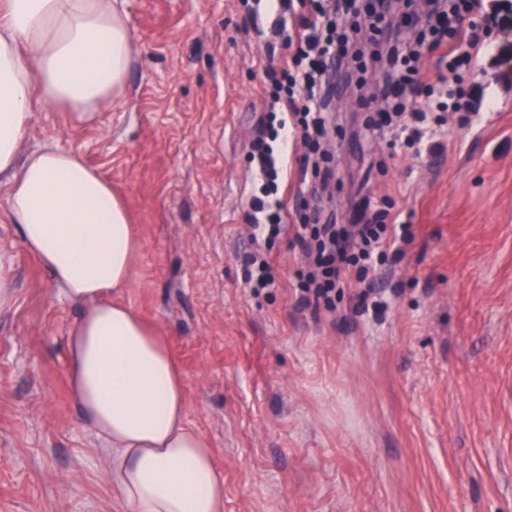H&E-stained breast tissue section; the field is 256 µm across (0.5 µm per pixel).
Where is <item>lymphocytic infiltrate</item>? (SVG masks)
Listing matches in <instances>:
<instances>
[{"instance_id":"f902f5d3","label":"lymphocytic infiltrate","mask_w":512,"mask_h":512,"mask_svg":"<svg viewBox=\"0 0 512 512\" xmlns=\"http://www.w3.org/2000/svg\"><path fill=\"white\" fill-rule=\"evenodd\" d=\"M293 1L299 6V27L285 42L290 64L283 67L279 82L288 96L289 116L264 113L250 144L257 174L271 186L284 173L285 155L270 145L275 138L285 143L297 137L306 147L300 163L312 173L307 186L312 197H320L333 179L331 168L312 159L309 150L335 122L330 111L334 79H350L353 63L361 59L349 44V32L368 31L383 50L386 95L365 134L386 140L393 150L427 148L441 135L444 115L460 114L469 121L492 108L495 96L480 80L482 61L490 54L498 64L512 63L511 56L493 52L469 22L476 14L496 17L493 0H424L415 33L392 22L395 0H375L366 11L358 0H280V5ZM425 56L432 59V75L426 80L419 68ZM412 236L411 225L401 222L387 195L369 205L364 223L317 225L312 244L305 247L312 263L301 286L314 302H330L333 291L347 287L349 268L369 273L397 242Z\"/></svg>"}]
</instances>
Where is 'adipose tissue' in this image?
I'll return each instance as SVG.
<instances>
[{"instance_id":"adipose-tissue-1","label":"adipose tissue","mask_w":512,"mask_h":512,"mask_svg":"<svg viewBox=\"0 0 512 512\" xmlns=\"http://www.w3.org/2000/svg\"><path fill=\"white\" fill-rule=\"evenodd\" d=\"M121 3L0 0V196L54 287L81 307L67 336L71 394L105 445L124 512H224L165 338L112 299L139 247L121 198L79 151L21 152L35 109L92 124L125 97L140 48Z\"/></svg>"}]
</instances>
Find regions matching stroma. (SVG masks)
<instances>
[{"label": "stroma", "instance_id": "35a3bbf8", "mask_svg": "<svg viewBox=\"0 0 512 512\" xmlns=\"http://www.w3.org/2000/svg\"><path fill=\"white\" fill-rule=\"evenodd\" d=\"M140 45L127 96L95 125L36 112L26 147L79 150L122 197L140 248L119 294L166 336L186 419L224 482V512H512V90L433 152L353 137L360 93L339 90L321 149L336 172L314 203L289 151L290 224L314 206L355 224L389 195L414 237L332 310L300 300L294 234L253 238L261 183L249 142L287 58L277 0H126ZM263 253L281 285L245 281ZM0 512H118L100 440L75 407L66 342L80 309L0 219Z\"/></svg>", "mask_w": 512, "mask_h": 512}]
</instances>
